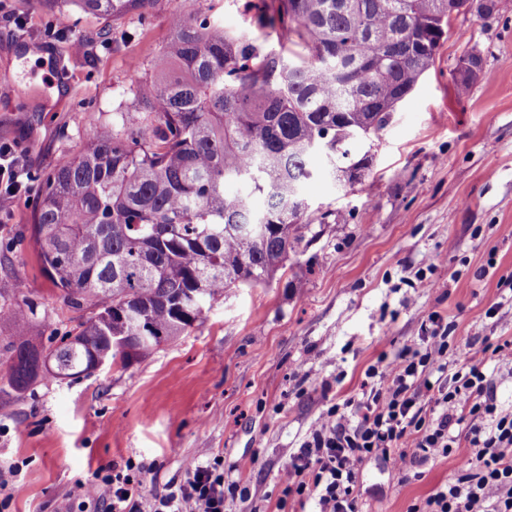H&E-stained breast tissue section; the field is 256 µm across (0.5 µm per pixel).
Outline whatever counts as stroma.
<instances>
[{
  "label": "stroma",
  "instance_id": "obj_1",
  "mask_svg": "<svg viewBox=\"0 0 512 512\" xmlns=\"http://www.w3.org/2000/svg\"><path fill=\"white\" fill-rule=\"evenodd\" d=\"M259 0H152L103 20L44 0H12L15 24L0 12V80L19 86L0 103V140L19 142L32 175L27 195L0 200V289L18 281L38 305L32 333L75 327L43 276L22 232L31 225L44 176L79 151L89 117L103 128L134 113L133 86L151 72L171 36L173 17L198 10L225 28L248 30L266 51L277 36L257 25ZM87 50L75 52L72 40ZM56 58L68 91L42 93V57ZM483 71L467 96L454 79L470 52ZM361 183L332 178L306 187L313 206L335 222L312 225L311 241L272 285L233 288L206 305L203 319L177 340L127 367L106 366L76 382L50 380L0 399V466L21 473L7 488L8 512H69L78 483L101 465H150L142 492L183 483L193 462L223 460L247 498L224 512H277L279 473L320 414L358 390L382 353L415 347L421 321L438 313L454 335L481 352L485 340H512V0L488 17L457 16L434 66L409 102L393 113ZM447 460L401 474L380 457L363 467L364 512H407L448 480Z\"/></svg>",
  "mask_w": 512,
  "mask_h": 512
}]
</instances>
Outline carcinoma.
I'll return each mask as SVG.
<instances>
[{
	"label": "carcinoma",
	"mask_w": 512,
	"mask_h": 512,
	"mask_svg": "<svg viewBox=\"0 0 512 512\" xmlns=\"http://www.w3.org/2000/svg\"><path fill=\"white\" fill-rule=\"evenodd\" d=\"M109 19L147 0H59ZM469 0H264L261 26L288 32L265 52L204 14L173 34L136 81L143 115L125 134L91 133L44 177L30 241L78 327L33 336L38 305L0 292L12 336L0 394L47 378L78 380L98 357L126 366L201 321L190 305L229 288L271 284L303 230L332 213L303 188L324 174L352 187L372 156L350 145L380 136L435 63ZM51 368L37 365L42 340Z\"/></svg>",
	"instance_id": "carcinoma-1"
}]
</instances>
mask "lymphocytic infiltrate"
I'll return each instance as SVG.
<instances>
[{
	"label": "lymphocytic infiltrate",
	"mask_w": 512,
	"mask_h": 512,
	"mask_svg": "<svg viewBox=\"0 0 512 512\" xmlns=\"http://www.w3.org/2000/svg\"><path fill=\"white\" fill-rule=\"evenodd\" d=\"M28 190L17 144L0 141V198ZM427 321L422 348L381 356L366 371L367 389L322 413L311 441L280 473L278 507L294 497L314 501L316 512H361L358 477L379 456L404 473L432 459L454 460L448 483L408 512H512V409L498 405L471 344L449 340L439 315ZM463 439L472 449L465 457L457 454ZM143 471L130 461L122 472H96L79 489L92 512H224L225 496L238 492L225 483L222 463L195 462L184 484L148 499Z\"/></svg>",
	"instance_id": "lymphocytic-infiltrate-1"
}]
</instances>
